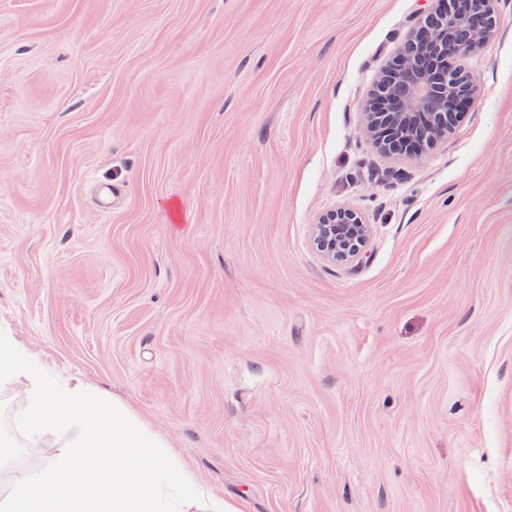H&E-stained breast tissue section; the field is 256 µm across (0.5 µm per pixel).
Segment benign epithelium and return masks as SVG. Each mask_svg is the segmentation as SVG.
Segmentation results:
<instances>
[{
	"mask_svg": "<svg viewBox=\"0 0 512 512\" xmlns=\"http://www.w3.org/2000/svg\"><path fill=\"white\" fill-rule=\"evenodd\" d=\"M491 0H464L463 21L453 41L448 35H434L424 30L412 35L401 47L400 66L405 78L388 87L387 77L380 75L370 93L365 110V130L375 136L381 126L379 116L387 111L409 121L423 140L437 141L448 137L441 122L445 114L462 110L463 100L453 89V73L447 67L435 73V64L424 52L425 43L437 38L444 44L443 54H463L483 46L491 37L484 27V16L490 12ZM370 235V225L348 209H337L317 219L314 243L316 248L333 259L359 255Z\"/></svg>",
	"mask_w": 512,
	"mask_h": 512,
	"instance_id": "obj_1",
	"label": "benign epithelium"
}]
</instances>
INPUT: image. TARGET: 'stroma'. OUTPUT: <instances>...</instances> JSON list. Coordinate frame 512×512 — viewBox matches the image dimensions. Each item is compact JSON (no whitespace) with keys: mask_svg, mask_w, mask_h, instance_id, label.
Wrapping results in <instances>:
<instances>
[{"mask_svg":"<svg viewBox=\"0 0 512 512\" xmlns=\"http://www.w3.org/2000/svg\"><path fill=\"white\" fill-rule=\"evenodd\" d=\"M438 4L0 0V329L243 512H512V0L448 138L364 129ZM314 243L316 248L333 259L359 255L370 235V225L348 209H337L317 219Z\"/></svg>","mask_w":512,"mask_h":512,"instance_id":"stroma-1","label":"stroma"}]
</instances>
